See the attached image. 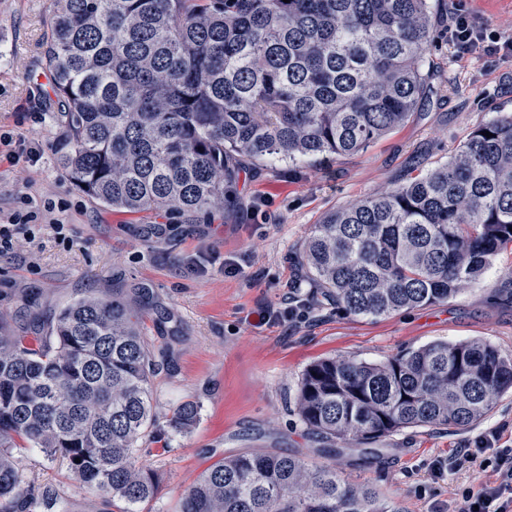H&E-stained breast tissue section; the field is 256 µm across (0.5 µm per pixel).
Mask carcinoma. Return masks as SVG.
Returning a JSON list of instances; mask_svg holds the SVG:
<instances>
[{
	"label": "carcinoma",
	"mask_w": 512,
	"mask_h": 512,
	"mask_svg": "<svg viewBox=\"0 0 512 512\" xmlns=\"http://www.w3.org/2000/svg\"><path fill=\"white\" fill-rule=\"evenodd\" d=\"M45 61L62 103L59 164L113 212L208 217L241 157L323 160L366 151L425 98L431 0H56ZM492 133L487 138L485 132ZM512 245V113L476 125L447 161L329 210L303 247L313 280L351 316L446 301ZM153 292L83 295L49 317L0 325V512H67L56 488L28 493L14 451L66 461L79 486L143 512L157 475L135 460L160 443L148 346ZM512 390V352L438 341L377 363L304 370L295 405L321 447L220 458L179 512H404L336 459L414 427L466 430ZM197 402L169 429L188 432ZM80 462H75V459Z\"/></svg>",
	"instance_id": "cac0c4a2"
}]
</instances>
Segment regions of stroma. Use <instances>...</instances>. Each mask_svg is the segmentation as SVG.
Wrapping results in <instances>:
<instances>
[{"label":"stroma","mask_w":512,"mask_h":512,"mask_svg":"<svg viewBox=\"0 0 512 512\" xmlns=\"http://www.w3.org/2000/svg\"><path fill=\"white\" fill-rule=\"evenodd\" d=\"M462 2L500 43L512 42V0ZM55 8L54 0H0V225L19 210L38 212L40 222L35 239H18L0 254V323L18 324L30 298L50 314L90 291L153 290L178 326L150 333L171 359L151 380L156 414L167 422L190 398L200 418L190 432L169 433L164 447L139 453L138 463L161 482L149 512H177L182 493L222 457L315 448L294 403L315 360L377 362L437 340L480 339L512 351V247L453 298L378 319L336 308L301 261L306 238L329 209L447 160L477 124L512 112V53L459 54L440 24L426 54L432 90L407 124L355 156L276 166L240 158L223 213L173 222L160 211L131 216L97 206L59 169L60 105L44 58ZM22 141L36 155L12 164L7 153ZM55 224L65 225L63 238L54 237ZM202 251L245 257V276L216 265L192 269ZM289 293L309 303L305 323L259 322L260 307L280 305ZM480 443L489 458L512 448V391L471 429L407 428L382 441L376 461L353 456L339 466L349 481L375 486L405 512H428L460 488L493 480L492 470L477 466L429 477L434 459ZM16 460L27 483L52 484L70 512H118L79 488L64 464L23 448Z\"/></svg>","instance_id":"1"}]
</instances>
